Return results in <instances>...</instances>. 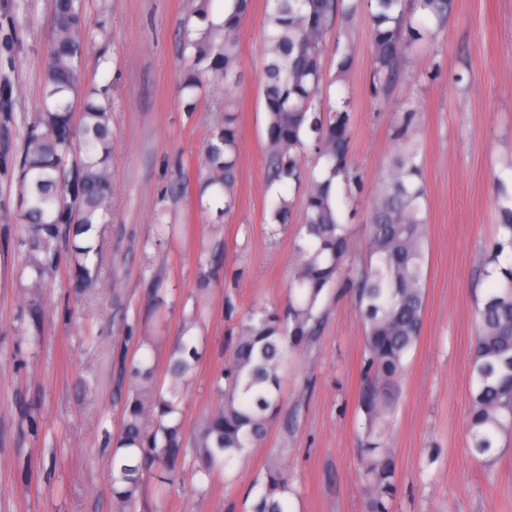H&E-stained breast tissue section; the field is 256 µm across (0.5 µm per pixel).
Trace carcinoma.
<instances>
[{"mask_svg":"<svg viewBox=\"0 0 512 512\" xmlns=\"http://www.w3.org/2000/svg\"><path fill=\"white\" fill-rule=\"evenodd\" d=\"M213 0H196L182 22L180 48L184 71L178 85L184 111H196L200 97H217L224 113L209 133L198 165L194 204L201 212L224 200L232 212L238 182V113L235 91L241 78L239 30L252 0H224L228 17L199 30L194 18L212 14ZM263 35L266 112L265 158L268 186H305L303 208L278 195L270 223L295 222L289 258L290 280L281 310L254 305L238 320L224 368L211 380L219 401L188 433L182 419L184 387L200 360L190 330L195 311L172 343L163 379L154 360L118 359L119 382H127L121 430L112 438L110 488L115 512H137L145 487L155 478L171 488L191 468L208 491L213 476L247 457L267 435L282 410L281 385L288 357L317 336L325 311L319 307L331 290L346 295L364 329V383L357 406L365 417L360 476L367 512H391L397 492L395 449L383 440L390 424L406 360L423 332L426 304V191L421 147L415 136L419 112L405 97L393 112L397 151L371 197L364 241L353 240L343 207L364 191V179L350 154L354 114L347 103L331 104L321 95L326 33L336 30V74L345 81L352 65L351 28L360 0H270ZM452 0H367L371 25L370 92L384 101L401 81V64L419 45H431L445 28ZM26 0H0V180L15 187V211L25 234L15 240L17 278L23 316L40 335L44 293L61 262L79 288L98 281V252L78 237L112 212V98L106 86L85 84L84 0H53L50 48L41 82L39 111L18 110L21 89L14 78ZM80 104L79 117L73 107ZM312 154L323 161L319 172L305 168ZM512 161L496 177L497 233L485 263L496 286L477 308L470 365V449L485 461L495 459L501 442L512 436ZM364 264L344 270L352 252ZM215 259L199 262L198 291L204 294L215 274ZM32 457L18 461L24 488L38 475ZM245 512H291L294 496L288 465L275 457L255 484Z\"/></svg>","mask_w":512,"mask_h":512,"instance_id":"1","label":"carcinoma"}]
</instances>
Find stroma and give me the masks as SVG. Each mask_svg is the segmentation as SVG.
<instances>
[{
	"mask_svg": "<svg viewBox=\"0 0 512 512\" xmlns=\"http://www.w3.org/2000/svg\"><path fill=\"white\" fill-rule=\"evenodd\" d=\"M194 0H86L91 40L85 81L112 90V221L99 227L96 288L75 293L60 265L45 293L39 340L20 318L17 257L0 240V512H113L107 436L121 425L124 387L114 357L145 336L167 348L195 304L200 360L184 402L193 425L216 401L213 373L231 332L251 306L282 305L294 229L272 233L277 194L266 184L263 28L266 0H252L240 29L239 178L229 216L201 212L173 190L178 170L196 179L208 131L219 114L212 97L184 111L176 93L183 63L176 40ZM30 22L17 55L21 109L35 111L49 50L52 0H28ZM352 66L331 99L348 96L354 113L351 155L365 191L348 217L363 240L371 195L395 151L394 105L369 95L372 42L359 11ZM406 79L421 103L417 138L426 187L428 270L424 328L407 359L391 424L396 450L392 512H512V443L491 463L470 453L471 348L477 301L496 234L493 179L512 159V0H454L430 47L415 51ZM224 247L223 268L205 294L196 279L201 244ZM319 336L288 364L282 398L288 419L274 420L264 442L215 476L205 495L185 478L152 512H243L244 500L272 449L287 456L293 512H366L359 479L363 416L356 398L363 376V325L348 297L323 298ZM34 404L39 434L20 432L22 406ZM31 454L43 467L31 489L17 482V462Z\"/></svg>",
	"mask_w": 512,
	"mask_h": 512,
	"instance_id": "obj_1",
	"label": "stroma"
}]
</instances>
